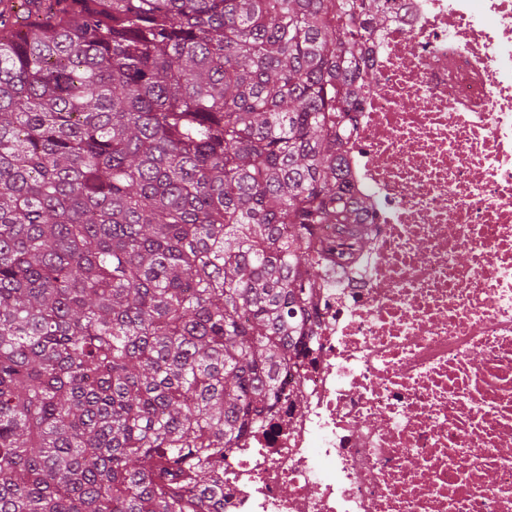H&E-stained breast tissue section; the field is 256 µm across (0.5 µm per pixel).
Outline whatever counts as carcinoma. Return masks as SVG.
<instances>
[{"label": "carcinoma", "instance_id": "carcinoma-1", "mask_svg": "<svg viewBox=\"0 0 512 512\" xmlns=\"http://www.w3.org/2000/svg\"><path fill=\"white\" fill-rule=\"evenodd\" d=\"M394 2L0 0V512H224Z\"/></svg>", "mask_w": 512, "mask_h": 512}]
</instances>
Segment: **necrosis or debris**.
Masks as SVG:
<instances>
[{"mask_svg":"<svg viewBox=\"0 0 512 512\" xmlns=\"http://www.w3.org/2000/svg\"><path fill=\"white\" fill-rule=\"evenodd\" d=\"M344 151L368 244L322 261L300 405L224 512H512V0H398Z\"/></svg>","mask_w":512,"mask_h":512,"instance_id":"1","label":"necrosis or debris"}]
</instances>
